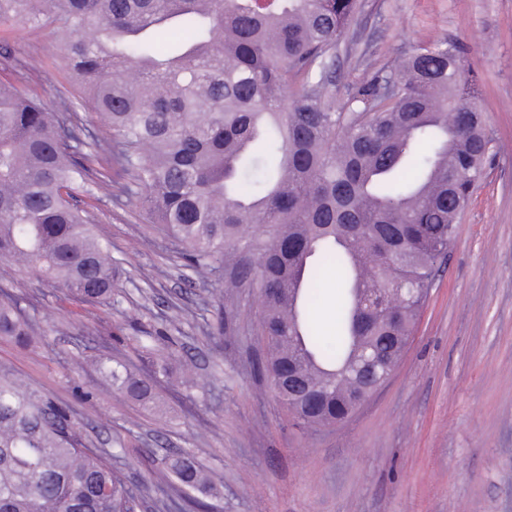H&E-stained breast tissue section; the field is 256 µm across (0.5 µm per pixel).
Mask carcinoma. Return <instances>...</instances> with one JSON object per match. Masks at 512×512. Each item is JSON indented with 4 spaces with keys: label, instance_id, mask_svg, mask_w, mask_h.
I'll list each match as a JSON object with an SVG mask.
<instances>
[{
    "label": "carcinoma",
    "instance_id": "carcinoma-1",
    "mask_svg": "<svg viewBox=\"0 0 512 512\" xmlns=\"http://www.w3.org/2000/svg\"><path fill=\"white\" fill-rule=\"evenodd\" d=\"M358 0H0V23L53 26L97 118L0 82V262L83 305H114L125 270L82 206L93 190L139 203L195 274L254 288L264 355L254 374L307 428L354 411L351 395L404 353L437 261L485 173L492 138L460 44L414 48L336 99V52ZM41 65L5 48L23 82ZM341 281L336 336L313 311ZM37 322L0 285V338ZM90 357L113 392L144 405L172 372ZM90 448L69 410L0 365V512H143L144 491ZM165 512H209L194 456L164 457Z\"/></svg>",
    "mask_w": 512,
    "mask_h": 512
}]
</instances>
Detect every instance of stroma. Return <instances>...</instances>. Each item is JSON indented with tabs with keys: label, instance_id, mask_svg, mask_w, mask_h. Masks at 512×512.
<instances>
[{
	"label": "stroma",
	"instance_id": "35a3bbf8",
	"mask_svg": "<svg viewBox=\"0 0 512 512\" xmlns=\"http://www.w3.org/2000/svg\"><path fill=\"white\" fill-rule=\"evenodd\" d=\"M437 36L466 49L491 154L401 361L347 421L313 430L285 414L252 371L265 348L255 290L198 279L133 197L90 198L127 271L115 306L62 302L31 271L0 265L40 327L26 347L0 340V363L67 405L90 447L123 446L128 483L168 485L165 450L192 452L224 490L211 512H512V0H361L337 93ZM4 45L43 61L26 91L50 106L78 96L48 28L2 25ZM216 299L230 327L221 337L210 333ZM140 330L160 353L175 339L197 386L161 379L149 408L112 393L87 351L140 363Z\"/></svg>",
	"mask_w": 512,
	"mask_h": 512
}]
</instances>
